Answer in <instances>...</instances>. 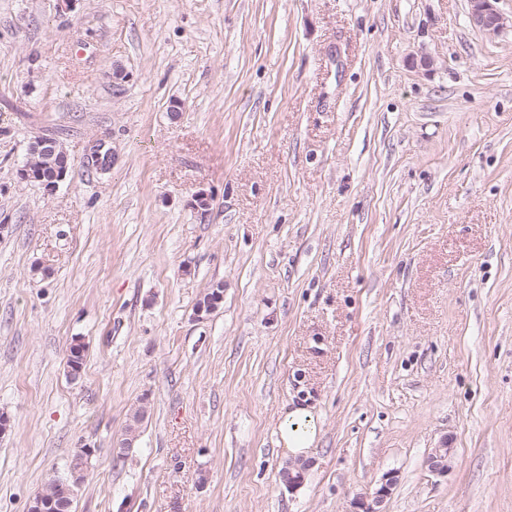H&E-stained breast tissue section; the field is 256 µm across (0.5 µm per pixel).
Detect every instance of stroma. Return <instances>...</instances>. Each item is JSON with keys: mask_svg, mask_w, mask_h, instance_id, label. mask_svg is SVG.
<instances>
[{"mask_svg": "<svg viewBox=\"0 0 512 512\" xmlns=\"http://www.w3.org/2000/svg\"><path fill=\"white\" fill-rule=\"evenodd\" d=\"M56 128L48 192L18 171ZM1 412L0 512L84 448L75 512H356L389 474L383 512H512V31L468 0H0ZM497 0H470L471 20L488 34H497L506 26V18L495 6ZM116 157L114 151L106 148L104 141H98L91 145L85 155L84 163L98 169L99 172L106 173L115 164ZM293 406V405H292ZM309 410L304 406H293L288 409L285 427L281 430V443L291 455H305L316 438L314 426H307L305 419L310 420ZM302 424V430L300 425ZM295 426V427H294Z\"/></svg>", "mask_w": 512, "mask_h": 512, "instance_id": "stroma-1", "label": "stroma"}]
</instances>
